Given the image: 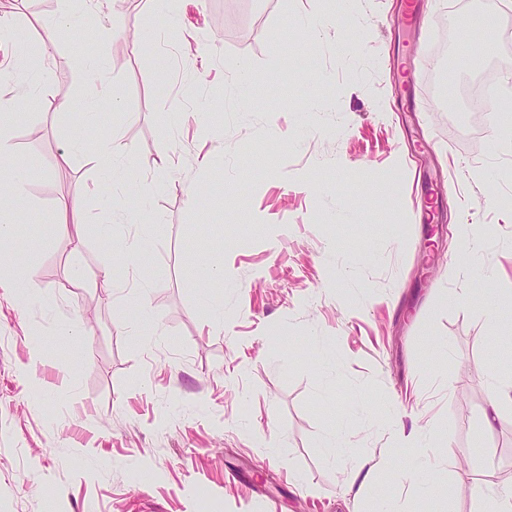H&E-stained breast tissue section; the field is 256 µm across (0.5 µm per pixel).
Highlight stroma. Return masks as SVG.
Returning <instances> with one entry per match:
<instances>
[{"instance_id": "1", "label": "stroma", "mask_w": 512, "mask_h": 512, "mask_svg": "<svg viewBox=\"0 0 512 512\" xmlns=\"http://www.w3.org/2000/svg\"><path fill=\"white\" fill-rule=\"evenodd\" d=\"M404 2L73 0L83 27L46 52L58 0H0L26 31L0 37V93L30 89L11 136L34 272L27 296L0 289V512H476L473 485H512V411L483 426L512 307L445 303L512 289V147H493L512 111L477 125L463 92L512 71V0H421L413 23ZM491 6L496 53L461 52ZM107 136L172 165L101 189ZM72 202L80 223L56 230ZM143 213L141 292L120 250ZM463 230L481 249L461 277ZM200 256L223 273L205 289Z\"/></svg>"}]
</instances>
